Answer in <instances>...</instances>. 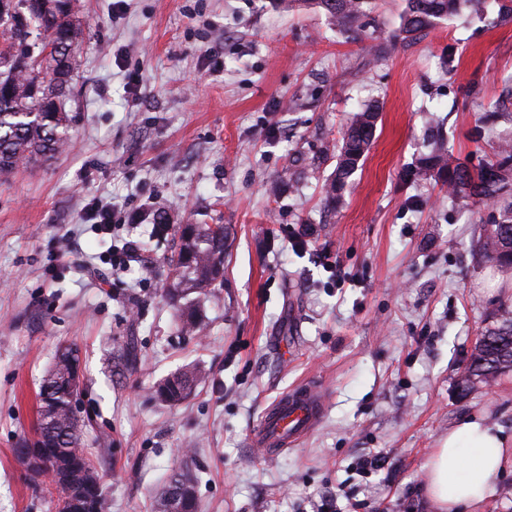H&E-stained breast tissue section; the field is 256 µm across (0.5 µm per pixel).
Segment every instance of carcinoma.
I'll list each match as a JSON object with an SVG mask.
<instances>
[{"instance_id": "1", "label": "carcinoma", "mask_w": 512, "mask_h": 512, "mask_svg": "<svg viewBox=\"0 0 512 512\" xmlns=\"http://www.w3.org/2000/svg\"><path fill=\"white\" fill-rule=\"evenodd\" d=\"M323 9L347 38L356 40L366 25L375 0H301ZM461 0H406L400 32L409 38L455 15ZM0 31L7 38L0 47V174L20 161L47 158L69 137L72 116L65 110L72 80L69 50L82 35L75 0H0ZM379 105L370 103L352 113L342 135L336 171L327 194L336 199L357 170L375 136ZM434 173L448 195L468 198L491 209L483 225L479 248L486 259L512 271V136L498 139L491 156L471 167L452 163L437 149L421 159L413 176ZM178 251L169 259L166 294L178 311L180 331L198 328V304L217 300V282L224 272V225L180 224ZM80 369L78 349H58L52 368L40 387L36 435L52 452L50 481L58 512H107L108 503L98 473L88 456V424L78 418L71 397L78 394L73 375ZM512 371V311L504 307L496 324L480 334L461 377L466 391L474 381L489 383ZM205 383L196 368H185L164 379L155 394L176 405ZM190 491L187 508L170 505L169 484ZM197 477L182 469L171 475L153 500L154 512H196Z\"/></svg>"}]
</instances>
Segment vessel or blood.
<instances>
[{"label": "vessel or blood", "instance_id": "1", "mask_svg": "<svg viewBox=\"0 0 512 512\" xmlns=\"http://www.w3.org/2000/svg\"><path fill=\"white\" fill-rule=\"evenodd\" d=\"M324 401L310 384L297 386L283 395L263 414L251 439L268 454L294 447L319 422Z\"/></svg>", "mask_w": 512, "mask_h": 512}]
</instances>
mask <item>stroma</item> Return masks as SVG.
I'll use <instances>...</instances> for the list:
<instances>
[{"label":"stroma","instance_id":"1","mask_svg":"<svg viewBox=\"0 0 512 512\" xmlns=\"http://www.w3.org/2000/svg\"><path fill=\"white\" fill-rule=\"evenodd\" d=\"M404 6L376 0L354 43L291 0H80L69 146L0 175V512H57L13 448L63 344L80 350L79 416L112 440L93 456L109 512H152L185 466L197 512H433L423 465L456 423L512 436V373L458 387L512 274L479 259L464 200L409 176L433 133L475 165L512 128V0H469L413 39ZM370 101L375 139L329 202L342 133ZM95 198L135 221L98 234ZM187 223L226 235L199 336L179 334L165 294ZM129 239L138 258L112 269ZM129 336L139 360L122 372ZM191 365L204 387L149 400ZM305 382L324 397L319 424L263 455L250 434L264 409Z\"/></svg>","mask_w":512,"mask_h":512}]
</instances>
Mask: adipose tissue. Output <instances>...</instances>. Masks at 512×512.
<instances>
[{"mask_svg": "<svg viewBox=\"0 0 512 512\" xmlns=\"http://www.w3.org/2000/svg\"><path fill=\"white\" fill-rule=\"evenodd\" d=\"M512 467V449L501 428L473 419L457 424L424 465L436 512H478L493 482Z\"/></svg>", "mask_w": 512, "mask_h": 512, "instance_id": "obj_1", "label": "adipose tissue"}]
</instances>
